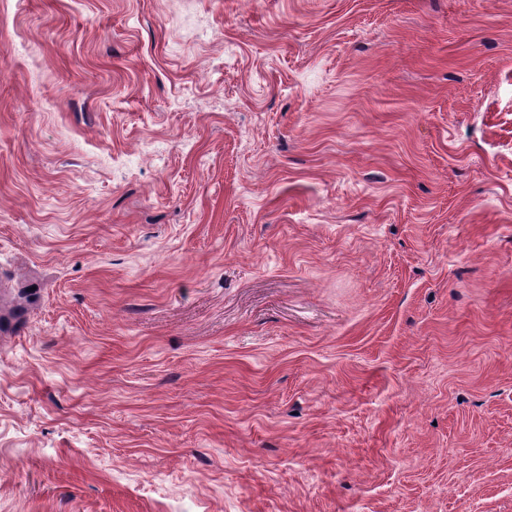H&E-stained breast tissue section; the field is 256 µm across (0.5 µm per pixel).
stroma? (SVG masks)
<instances>
[{"label": "stroma", "instance_id": "stroma-1", "mask_svg": "<svg viewBox=\"0 0 512 512\" xmlns=\"http://www.w3.org/2000/svg\"><path fill=\"white\" fill-rule=\"evenodd\" d=\"M0 512H512V0H0ZM31 285L21 287L17 296L12 300V306L8 309V314H4L2 306V297L0 295V331L4 330L9 324L10 319L19 318L26 310L27 306L36 301V289L31 290Z\"/></svg>", "mask_w": 512, "mask_h": 512}]
</instances>
